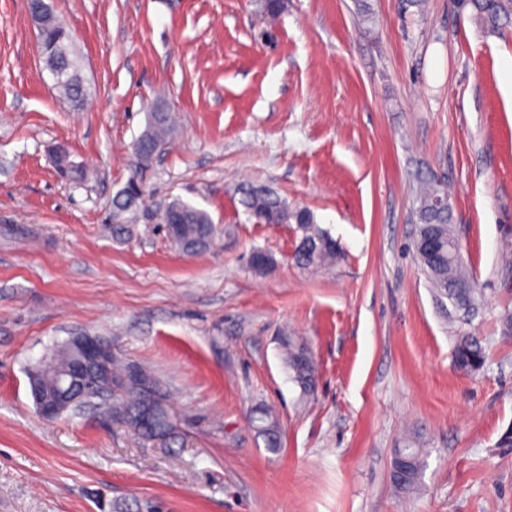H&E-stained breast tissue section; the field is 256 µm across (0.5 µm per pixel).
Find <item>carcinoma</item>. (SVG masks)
Here are the masks:
<instances>
[{
    "label": "carcinoma",
    "instance_id": "1",
    "mask_svg": "<svg viewBox=\"0 0 512 512\" xmlns=\"http://www.w3.org/2000/svg\"><path fill=\"white\" fill-rule=\"evenodd\" d=\"M460 7L471 8L483 22L498 27L512 24V0H460ZM39 54L45 68L59 75L55 86L60 96L73 105L82 104L86 97L83 80L75 64L72 41L66 28L57 19L54 11L45 12L40 39ZM151 136L133 149L134 171L123 188L115 195L113 205L118 211H133L144 207L148 175L157 156L158 145L164 143L171 128V116L165 114L151 124ZM58 172L62 179L77 182L84 178L82 165L66 156L59 160ZM242 204L258 224H294L300 232L293 259L303 268H318L336 262L340 248L336 240L317 224L313 214L304 209L290 208L267 186H249L243 189ZM172 205L181 216L175 224L170 210L160 214V223L171 243L182 253L195 255L206 251L212 242L216 227L210 214L180 197L172 199ZM453 213L448 193L440 185H428L421 189L417 209L416 235L433 234L442 239L440 251L426 254L415 251L417 261L427 275L437 300H448L457 311L474 310L478 305V288L475 280L466 274L461 251L448 250V242L455 239L452 229ZM284 361L295 383L305 393L316 387V372L307 346L290 337L284 339ZM74 360V354L66 343L51 349L48 356L32 369L39 380L42 395L54 396L63 387L65 376ZM487 354L480 341L470 333L461 331L454 349L455 366L467 373L483 370ZM142 394L138 387L128 384L119 395L112 398V406L102 412L120 421L136 417ZM257 428L265 437L268 447L278 444L277 420L267 409L260 411ZM395 460L406 462V474L402 481L393 484L403 492L413 490L423 473L425 459L419 448H398Z\"/></svg>",
    "mask_w": 512,
    "mask_h": 512
}]
</instances>
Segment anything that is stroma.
<instances>
[{"mask_svg": "<svg viewBox=\"0 0 512 512\" xmlns=\"http://www.w3.org/2000/svg\"><path fill=\"white\" fill-rule=\"evenodd\" d=\"M87 88L60 100L27 0H0V512H512V27L457 0H51ZM176 122L124 239L112 205L152 105ZM68 147L86 176L61 180ZM450 190L483 297L469 330L488 353L457 370L461 323L413 253L416 187ZM309 209L343 252L297 266L293 225L258 224L246 184ZM207 210L213 245L176 250L154 211ZM275 266L253 273L251 251ZM81 331L167 389L183 440L142 441L87 412L47 421L27 373ZM317 370L302 394L282 337ZM273 408L280 445L253 423ZM423 449L411 492L395 449Z\"/></svg>", "mask_w": 512, "mask_h": 512, "instance_id": "stroma-1", "label": "stroma"}]
</instances>
